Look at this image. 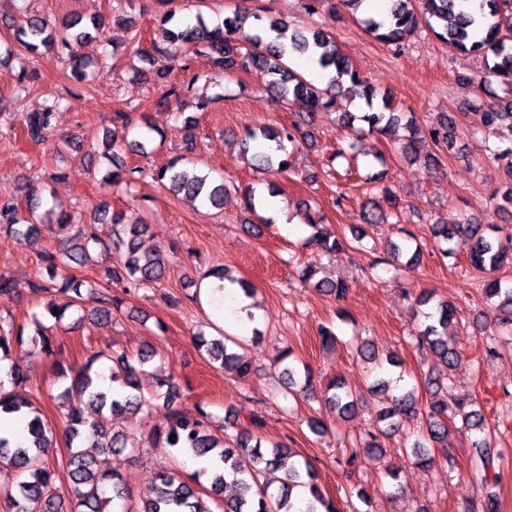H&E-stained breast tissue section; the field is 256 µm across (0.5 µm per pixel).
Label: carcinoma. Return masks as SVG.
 I'll return each instance as SVG.
<instances>
[{
	"instance_id": "cac0c4a2",
	"label": "carcinoma",
	"mask_w": 512,
	"mask_h": 512,
	"mask_svg": "<svg viewBox=\"0 0 512 512\" xmlns=\"http://www.w3.org/2000/svg\"><path fill=\"white\" fill-rule=\"evenodd\" d=\"M389 20L378 21L371 16L359 19L364 30L388 47L401 48L423 23L451 49L483 58L487 75L480 80L477 91L468 101V107L480 111V118L486 133L494 134L499 128L512 129V111L492 100L489 90L492 82H497L509 92L512 90V0H480V26H475L472 14L459 8L457 0H391ZM253 17L255 24L245 30L247 17ZM175 11L168 10L161 15L145 18L139 14L140 26L146 22L153 26L158 37L146 40L140 36V29L131 31L128 37V57L140 60L162 61L164 66L159 75L167 76L169 62H182L181 69L187 73L185 79L173 84L167 91L166 101L175 102L181 107L193 97L195 85L205 80L214 86L220 85L223 75L238 69L250 67L264 70L268 76L269 89L278 106L290 102L303 105L307 112L299 123L290 126L260 124L246 129L243 135L244 152L251 154L256 169L262 173L284 174L291 170L290 152L286 144H305L313 141L309 127L314 124L317 113L338 105V97L347 95L359 97L372 106L381 99V105L361 115V121L368 130L382 134L393 132L401 127L405 135L400 143L399 153L409 163L423 162L430 167L437 159L420 155L419 145L428 137L443 149H448L455 134V121L446 113H439L434 121L425 127L417 124L413 114L400 112L388 93H380L377 88L348 59L343 57L336 38L328 30L317 28L302 29L284 20L267 21L262 9L249 12L246 6L224 16L222 25L209 28L202 15H196L193 24L175 25ZM0 22L15 28V39L29 54L40 48L59 47L67 51L72 76L79 81L89 80L86 71L88 63L79 53L84 41L104 31L109 25L106 17L83 21L75 16L65 20L60 29L48 27L38 15H23L20 23H15L7 15L0 16ZM205 55L210 58L212 71L209 73H189V57ZM300 56L314 61L318 67L330 73L327 86L320 88L306 76L293 71L289 61ZM62 98L46 95L26 107L23 116V131L26 140L39 143L51 128ZM117 139L104 145V156L110 167L102 181L107 185H123L131 188L143 173L138 167H127L115 150ZM186 157L180 155L168 166L153 174V180L167 188L174 195H184L191 200H200L204 205L220 208L224 202L226 187L215 183L207 175L189 173L183 167ZM493 163L502 169L506 188L495 192L492 197L494 212L512 210V145L497 150ZM27 211L13 196L0 199V230L32 238L37 235L40 217L35 213V205L26 202ZM365 224H381L385 221L382 205L373 198L363 203L360 211ZM430 225L431 234L442 256L453 258L459 251L466 253L470 267L484 275L482 292L493 307L495 322L512 326V280L503 278L498 272L512 268V240H502L491 236L495 231L490 224H478L470 218L455 224L430 223L421 211H410L409 221ZM101 223L112 225V233L104 237L97 224H85L76 234L69 235L71 226L80 223L77 214L59 211L55 224L66 235L68 246L46 252L43 260L50 280L60 279V287L55 289L37 280L28 282V288L38 293L49 292L68 296V301L47 302V313L55 322H60L70 310H82L85 301L81 292L84 280L71 272L73 265H83L90 259V252L98 250L116 257L112 267V281L119 290L111 295L99 297L100 306L91 312V319L97 322L112 320L113 311L121 309L126 297L161 282L166 275L168 261L158 250H143L140 242L147 225L137 218H129L126 213L110 212V207L101 205ZM305 224L313 229L310 241L328 252L342 249L347 242L330 235L322 228L321 220L305 211ZM400 240L391 243L395 256L407 253L405 242L415 239L408 229H399ZM420 247L409 254L408 261L419 259ZM316 287L337 299L347 294L348 283L340 279L336 282H319ZM436 313H426L431 323L415 334L416 346L427 349L438 360L448 366L461 356V352L448 345L443 331L452 320L454 306L444 300L438 301ZM29 342L36 353L46 356H59L63 345L53 335V327L33 318V329L27 330L22 324L0 316V359L10 357L14 344ZM195 345L207 353L210 360L220 368L244 378L249 374V364L242 354L234 351L240 343L230 336L206 339L200 333L194 337ZM154 351L142 348L137 359L132 361L122 355L116 359L110 370L112 387L99 386L98 362L108 357L98 351L77 369L60 365L58 377L69 380L60 398L67 403L63 413V438L69 452V480L71 482V502L69 512H110L109 505L114 500L127 498V483L118 469L97 471L94 460L85 454L87 448H102L114 456L125 450L132 452L140 448H172L185 450L196 457L210 456L221 462L222 467L210 477L207 495L220 501L224 512H341L336 503L328 498L315 482L314 472L309 463L301 464L294 460L296 453L286 443H274L270 451L262 450V437L258 429L262 426L260 416L253 415L249 422H240L238 433L229 437L226 426L218 424L213 416L199 404L189 409L179 402L181 386L167 378L154 379V391L145 395L140 384V374L152 361ZM29 371L16 363H11L8 372L9 387L0 381V414H17L26 419L28 438L26 443L11 446L9 439L0 437V469L8 466L26 473L22 480L0 488L10 500L14 512H58L59 496L52 493L57 472L48 463L49 449L57 440L52 429L44 421L40 410L32 401L29 389ZM326 400L336 407L338 414L348 416L355 413L357 400L353 393L338 381H331L325 388ZM162 404L166 409L164 422L153 427L144 437L145 445H130L129 436L114 431L113 417L124 412H139ZM476 402L468 398H451L446 402L434 401L430 411L422 410L415 389H407L395 395L392 406L383 411L379 422L383 426L377 432L367 434L362 447L350 449L344 460L347 473H352L365 460L376 456L380 451L378 435H388L408 422L424 421L427 424L428 440L442 442L448 438V421L453 419L449 411L463 413V427L474 436L471 440L470 478L474 483L485 484L496 475V463L501 452L484 437L487 424L482 411L474 409ZM176 439L169 440L171 435ZM282 470L285 479L276 494L259 483L263 474ZM232 486L236 494L224 499V488ZM304 488L308 498L303 506L292 501L293 490ZM199 490L191 482L169 472H159L155 481L139 497V508L122 507L119 512H211L198 498Z\"/></svg>"
}]
</instances>
